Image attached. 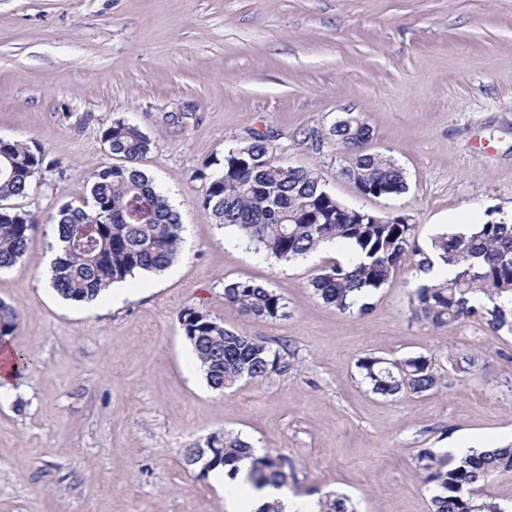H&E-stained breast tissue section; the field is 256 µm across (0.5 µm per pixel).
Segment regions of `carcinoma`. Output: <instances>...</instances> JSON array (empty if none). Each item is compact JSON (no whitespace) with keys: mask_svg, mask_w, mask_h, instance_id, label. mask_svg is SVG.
<instances>
[{"mask_svg":"<svg viewBox=\"0 0 512 512\" xmlns=\"http://www.w3.org/2000/svg\"><path fill=\"white\" fill-rule=\"evenodd\" d=\"M341 150L340 175L358 193L393 197L408 189L407 174L392 157L364 149L372 137L359 116L347 112L329 129ZM101 140L123 163L104 166L91 182L87 202L63 204L47 219L36 213L0 210V270L19 262L38 225H54L60 255L52 266V285L64 299L86 302L115 282L137 272H162L179 254L183 225L168 197L137 166L151 148L142 129L119 119L102 131ZM60 166L46 161L35 144L0 138V202L28 195L35 175ZM202 204L216 224L234 228L255 249L278 261H293L332 241L347 243L353 253L317 270L309 288L326 305L343 313L368 311L367 299L385 287L394 272L409 262L429 273L439 266L445 275L418 284L410 293L414 316L435 328L467 320L482 322L493 333H512V224L487 221L464 232L442 233L423 247L407 215L381 217L339 202L312 169L294 165L257 135L224 155L223 167L209 177ZM224 302L255 320H275L286 303L275 290L249 280L224 282ZM22 314L0 301V341L18 328ZM186 339L215 391L242 381L261 382L290 369L292 353L275 349L245 332L228 329L208 313L187 308L179 317ZM452 372L466 376L476 358L466 350L448 352ZM356 368L369 389L382 396L423 394L443 384L432 355L395 361L375 355L359 358ZM208 448L183 449L186 465L222 468L234 478L239 463L250 459L245 480L254 488L279 489L292 470L279 451L255 455L240 435L211 434ZM424 484L433 485L430 512H507L485 491L494 475L512 474V447L475 451L461 459L423 448L417 455ZM317 512H355L350 500L329 492Z\"/></svg>","mask_w":512,"mask_h":512,"instance_id":"obj_1","label":"carcinoma"}]
</instances>
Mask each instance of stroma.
Instances as JSON below:
<instances>
[{
  "label": "stroma",
  "mask_w": 512,
  "mask_h": 512,
  "mask_svg": "<svg viewBox=\"0 0 512 512\" xmlns=\"http://www.w3.org/2000/svg\"><path fill=\"white\" fill-rule=\"evenodd\" d=\"M348 110L372 130L366 151L405 168V194L364 198L339 177L327 132ZM119 119L152 141L138 166L179 211L181 255L127 279L121 300L68 301L44 281L57 248L45 222L0 272L27 359L0 397V512H227L228 492L182 455L224 429L288 454L302 503L336 491L357 512H429L420 449L512 445V334L414 318L421 275L407 264L366 315L323 304L308 281L350 248L275 261L215 224L201 176L260 133L342 203L410 216L420 244L512 222V0H0V138L60 163L9 210L46 218L83 199ZM231 279L275 289L285 316L242 315L224 301ZM188 307L286 344L292 368L213 391L179 323ZM453 349L477 354L475 374L422 395L373 394L355 366Z\"/></svg>",
  "instance_id": "stroma-1"
}]
</instances>
